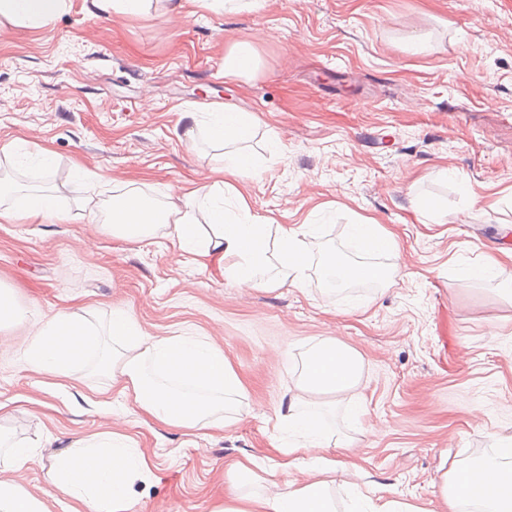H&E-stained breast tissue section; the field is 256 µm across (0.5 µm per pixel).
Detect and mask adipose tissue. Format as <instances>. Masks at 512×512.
I'll return each mask as SVG.
<instances>
[{
    "label": "adipose tissue",
    "instance_id": "adipose-tissue-1",
    "mask_svg": "<svg viewBox=\"0 0 512 512\" xmlns=\"http://www.w3.org/2000/svg\"><path fill=\"white\" fill-rule=\"evenodd\" d=\"M71 6V0H0V33L14 26H48ZM188 118L190 126H202L204 137L224 149L217 179L168 194L161 204L134 189L114 198L106 219L114 237L139 241L164 232L188 263L214 269L241 288H305L306 272L314 263L336 289L394 281L397 266L375 262L397 249L394 235L382 225L367 221L350 226L349 234L365 259L348 262L331 249L312 257L304 227L271 226L267 218L252 214L245 199L237 201L238 215H227L225 194L235 193V180L255 165L245 145L255 135L257 119L230 108L212 113L205 124L198 113ZM7 194L18 197L13 217L41 224L68 219L56 202V190L0 181V196ZM106 332L119 345L108 360L113 380L123 382L137 410L151 421L199 432L224 425L237 412L241 382L223 348L193 336H143L133 315L123 309L109 311ZM100 334L88 315L58 313L33 336L26 359L37 372L69 377L72 367L98 351ZM363 366L361 354L337 337L318 338L294 369L288 403L277 414L279 424L304 437L290 448V455L319 452L310 478L282 481L269 492L255 471L256 458L242 456L225 465L230 492L213 512H425L385 496L355 494L343 508L333 499L340 464L325 458L330 441L308 407L312 398L321 396L341 402L358 386ZM151 477L147 457H129L122 436L111 433L97 448L79 440L55 455L46 471L47 494L67 495L77 503V512H130L133 484ZM439 497L445 512H512V448L478 465L446 471Z\"/></svg>",
    "mask_w": 512,
    "mask_h": 512
}]
</instances>
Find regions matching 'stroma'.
<instances>
[{"mask_svg": "<svg viewBox=\"0 0 512 512\" xmlns=\"http://www.w3.org/2000/svg\"><path fill=\"white\" fill-rule=\"evenodd\" d=\"M252 40L248 78L224 74V49ZM224 107L254 114L252 172L238 182L253 213L306 226L312 250L358 252L347 225L372 219L395 233L384 288L327 291L318 267L304 289L240 288L179 261L157 235L128 242L105 227L113 196L153 202L204 182L220 156L189 144L184 115ZM0 178L64 185L66 224L0 220V288L29 312L0 326V433L33 446L0 476L42 497L54 455L108 431L152 462L131 512H210L225 461L279 459L293 438L275 413L289 372L320 336L365 363L351 404L325 415L328 458L358 462L341 498L430 504L441 474L494 455L512 436V305L496 280L468 275L512 249V0H265L235 15L176 17L150 0L138 18L96 15L72 0L53 25L0 35ZM53 151L57 164L36 159ZM105 174L96 192L73 165ZM93 207H86V198ZM434 199L430 213L413 198ZM131 312L143 335L197 336L223 347L244 395L236 421L188 433L154 424L114 384L106 353L70 378L35 372L23 349L61 311Z\"/></svg>", "mask_w": 512, "mask_h": 512, "instance_id": "35a3bbf8", "label": "stroma"}]
</instances>
